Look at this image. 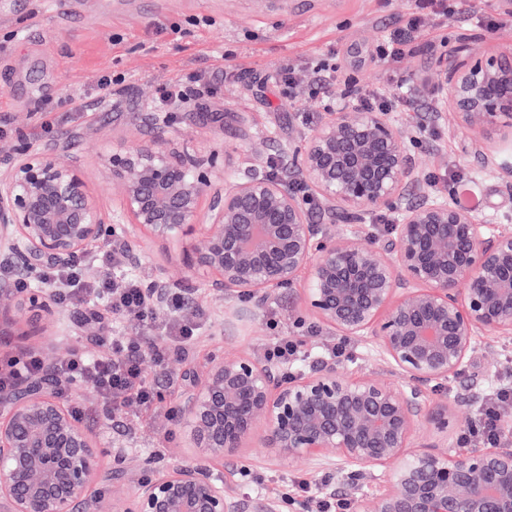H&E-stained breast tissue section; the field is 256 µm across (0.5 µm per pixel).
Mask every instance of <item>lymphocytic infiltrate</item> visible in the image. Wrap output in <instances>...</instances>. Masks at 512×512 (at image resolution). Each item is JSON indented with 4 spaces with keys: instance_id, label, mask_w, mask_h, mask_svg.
<instances>
[{
    "instance_id": "1",
    "label": "lymphocytic infiltrate",
    "mask_w": 512,
    "mask_h": 512,
    "mask_svg": "<svg viewBox=\"0 0 512 512\" xmlns=\"http://www.w3.org/2000/svg\"><path fill=\"white\" fill-rule=\"evenodd\" d=\"M428 34V29L424 28L419 17L412 15L405 19L400 30L385 39L380 54L390 66L389 81L400 82L397 63L406 52L413 49L417 40ZM312 74L314 86L329 104H338L348 96L364 107L386 112H411L415 109L413 93L389 95L379 89L366 94L350 87L340 88L337 69L333 66L314 67ZM212 91L210 83L201 76L167 84L160 89L156 109L160 112H180ZM44 281L60 285L63 290L61 303L74 309L88 310L91 320H98L99 315L95 313L94 307L101 301L107 305L109 315L138 322L144 328L143 339L138 344L124 343L112 335L110 330H103L95 338L100 348L98 354L75 349L57 363L56 372L60 377L90 386L102 404H125L131 401L147 404L154 401L157 396L154 387L148 386L140 375L141 356L148 352L156 361H168L184 353L199 333L195 323L177 316L165 324L163 344H156L155 304L147 291L144 278L126 277L90 283L83 278L79 267L73 266L48 269ZM43 370L42 359L35 352L1 359L0 391L30 381Z\"/></svg>"
}]
</instances>
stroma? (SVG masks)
<instances>
[{"instance_id": "1", "label": "stroma", "mask_w": 512, "mask_h": 512, "mask_svg": "<svg viewBox=\"0 0 512 512\" xmlns=\"http://www.w3.org/2000/svg\"><path fill=\"white\" fill-rule=\"evenodd\" d=\"M446 4V15L423 16L432 28L428 44L397 65L417 94L415 111L397 113L396 123L433 191H454L457 201L482 220L512 227V188L501 170L484 167L473 136L431 112L439 85L436 59L460 44L475 56L490 53L500 38L512 36V23L505 21L500 0ZM417 5L418 0H58L53 6L49 0H0V168L14 161L19 143L76 158L90 194L103 211L112 212L120 197L106 185L102 154L117 141L152 140L146 114L157 90L202 73L215 93L199 100L193 114H179L166 134L167 145L189 141L202 150L223 149L224 167L232 172L259 155L268 171L277 173L279 151L325 115L321 96L308 87V65L333 62L341 79L365 92L383 86L386 65L378 47ZM36 13L42 24L33 27L29 19ZM483 16L499 19L496 34L480 26ZM285 63L297 67L290 86L278 77ZM112 73L124 74L125 82L111 95L97 96V79ZM74 99L83 100L86 111H70ZM43 115L50 130L39 126ZM147 248L137 272L148 280L160 273L179 282L184 315L203 313L206 323L185 357L163 367L144 357L141 376L162 395L150 407L106 410L89 387L74 384L71 398L82 410L80 421L105 448L96 487L105 498L191 455L184 430L169 414L190 386L187 370L204 371L224 355L261 358L265 345L292 333L294 320L308 315L297 288L281 287L254 319L238 320L244 301L184 282L182 243L151 240ZM75 316L64 309L48 321L14 308L0 321V357L31 349L45 365H56L98 333L96 323L79 326ZM474 380L486 396L499 386H512V337L480 343L464 376L429 392L430 405L456 402L461 434L477 414V404L461 399ZM240 454L237 460L209 464L226 489L237 494L273 498L300 476L311 484L308 503L313 506L322 497V485L337 482L328 470L277 463L257 439ZM245 463L257 483L240 477Z\"/></svg>"}]
</instances>
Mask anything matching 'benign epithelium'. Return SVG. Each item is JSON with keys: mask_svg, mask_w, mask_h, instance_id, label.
<instances>
[{"mask_svg": "<svg viewBox=\"0 0 512 512\" xmlns=\"http://www.w3.org/2000/svg\"><path fill=\"white\" fill-rule=\"evenodd\" d=\"M433 111L452 126L512 145V43L484 59L461 46L442 62ZM0 170V257L16 278L87 262L112 242L129 264L141 234L186 241L187 278L214 294L249 296L300 286L306 307L343 336L367 340L401 378L353 377L333 360L294 369L246 354L215 359L174 408L194 449L105 503L92 496L105 452L64 400L53 374L0 395V501L7 512H283L244 498L203 463L234 457L260 436L280 462L337 473L354 490L349 512H512V441L454 451L450 405L426 394L467 371L481 339L512 336V231L485 224L452 196L428 189L393 113L350 102L280 154L283 175L252 165L224 173L217 153L174 151L161 140L115 143L102 156L118 210L103 212L77 161L21 143ZM321 203L313 219L299 184ZM209 197L207 211L201 200ZM394 218L367 231L374 212ZM342 220L346 233L327 226ZM308 271L306 282L300 281ZM158 302L173 285L148 284ZM21 303L57 312L56 291L29 288ZM426 425L430 444L417 442ZM384 479L375 497L362 489Z\"/></svg>", "mask_w": 512, "mask_h": 512, "instance_id": "1", "label": "benign epithelium"}]
</instances>
